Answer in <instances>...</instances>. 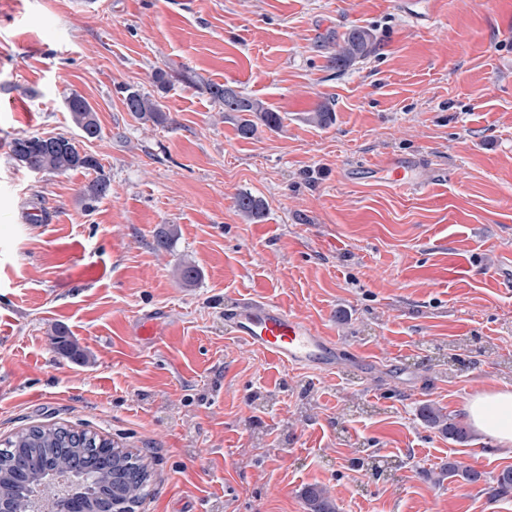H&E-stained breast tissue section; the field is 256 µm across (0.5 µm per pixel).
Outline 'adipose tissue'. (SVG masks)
<instances>
[{"mask_svg": "<svg viewBox=\"0 0 512 512\" xmlns=\"http://www.w3.org/2000/svg\"><path fill=\"white\" fill-rule=\"evenodd\" d=\"M463 410L475 430L512 453V388L497 386L469 397Z\"/></svg>", "mask_w": 512, "mask_h": 512, "instance_id": "adipose-tissue-1", "label": "adipose tissue"}]
</instances>
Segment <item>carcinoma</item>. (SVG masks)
<instances>
[{"mask_svg": "<svg viewBox=\"0 0 512 512\" xmlns=\"http://www.w3.org/2000/svg\"><path fill=\"white\" fill-rule=\"evenodd\" d=\"M376 37L371 29L354 27L336 44V53L329 58L330 67L341 72L359 59L376 51ZM211 97L226 112H241L238 133L243 138L254 137L259 127L275 129L282 124L278 112L260 99L241 95L230 87L210 84ZM125 106L137 118L161 124L167 120L160 101L138 90L125 97ZM67 111L75 127L86 139L100 133L96 112L88 101L74 94L67 99ZM332 103L319 102L310 120L320 126L331 122ZM10 156L21 167L34 172H66L84 169L96 173L82 190V196L94 202L110 194L111 180L104 173L100 162L86 152H80L74 139L62 135L41 137H16L10 144ZM237 210L247 219L261 217L263 203L256 197L243 193L236 201ZM421 418L439 429L449 439L463 442L468 437L467 428L440 413L424 406ZM442 474L459 476L468 482H478L482 474L465 468L456 461L441 467ZM49 471L66 472L77 480L84 500L81 512H134V507L146 496L150 479L148 465L143 459L111 440L88 429L52 424L34 425L16 433L0 444V499L9 503L12 512H28L34 481ZM495 499L512 497V468H505L492 478L488 487ZM307 512H338L337 504L327 492L309 485L302 491Z\"/></svg>", "mask_w": 512, "mask_h": 512, "instance_id": "cac0c4a2", "label": "carcinoma"}]
</instances>
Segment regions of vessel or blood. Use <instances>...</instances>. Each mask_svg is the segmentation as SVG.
Returning <instances> with one entry per match:
<instances>
[{"label": "vessel or blood", "instance_id": "b4317fda", "mask_svg": "<svg viewBox=\"0 0 512 512\" xmlns=\"http://www.w3.org/2000/svg\"><path fill=\"white\" fill-rule=\"evenodd\" d=\"M385 172L395 186L409 190L423 187L410 160L390 159ZM169 328L159 316H145L137 321L134 334L148 343L165 335ZM224 328L250 351L291 370L333 375L352 364L364 370L374 366L373 360L357 348L343 345L329 332L265 297L243 295L227 304Z\"/></svg>", "mask_w": 512, "mask_h": 512}]
</instances>
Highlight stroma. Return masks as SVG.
Segmentation results:
<instances>
[{"label":"stroma","mask_w":512,"mask_h":512,"mask_svg":"<svg viewBox=\"0 0 512 512\" xmlns=\"http://www.w3.org/2000/svg\"><path fill=\"white\" fill-rule=\"evenodd\" d=\"M356 26L377 50L334 72ZM211 83L266 102L281 127L240 137ZM129 89L168 122L128 112ZM74 93L99 137L72 123ZM23 134L78 139L111 193L89 207L91 173L18 166ZM396 156L419 161L422 190L380 178ZM243 193L260 219L238 212ZM506 251L512 0H0V440L60 423L145 456L137 512H306L312 484L339 512H512V497L439 477L450 460L494 476L512 455L419 415L459 422L467 398L512 386ZM241 295L365 350L374 376L248 351L224 332ZM151 311L175 329L144 344L132 326ZM59 329L81 357L57 349ZM398 369L421 389L393 384ZM67 111L75 127L86 139L95 138L100 133L96 112L81 95L74 94L67 99ZM420 416L425 422L439 429L443 434L448 435V439L464 442L468 437V430L464 425L448 418L431 406L422 407Z\"/></svg>","instance_id":"35a3bbf8"}]
</instances>
